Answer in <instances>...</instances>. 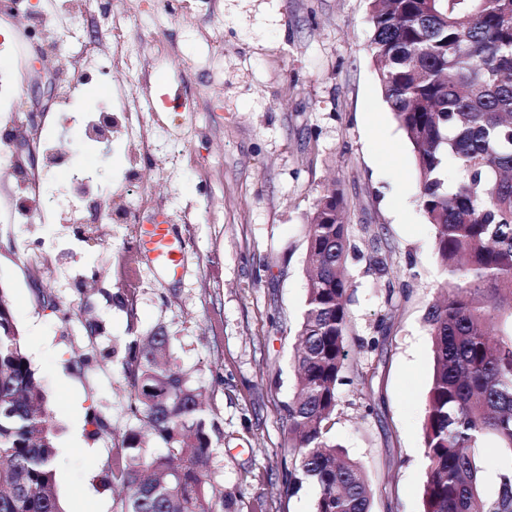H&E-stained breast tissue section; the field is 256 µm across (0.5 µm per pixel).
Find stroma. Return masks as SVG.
Returning <instances> with one entry per match:
<instances>
[{
  "mask_svg": "<svg viewBox=\"0 0 512 512\" xmlns=\"http://www.w3.org/2000/svg\"><path fill=\"white\" fill-rule=\"evenodd\" d=\"M46 0H21L43 35L20 34L0 71L46 149L0 169V286L43 386L66 512H118L112 455L138 422L124 373L134 339L163 331L171 361L202 394L208 473L234 512H313L318 487L288 493L285 405L307 289V224L336 188L356 246L349 355L330 437L358 461L372 512H424L425 421L434 369L428 310L445 276L417 200L409 142L369 52L368 0H104L83 10L85 43L63 41ZM119 19L145 78L144 137L128 135L122 70L84 84L72 62ZM224 47L222 55L213 43ZM110 114L104 141L90 116ZM84 171L89 185L73 183ZM27 204L32 219L19 218ZM168 218L179 277L139 251ZM382 259L378 276L373 258Z\"/></svg>",
  "mask_w": 512,
  "mask_h": 512,
  "instance_id": "1",
  "label": "stroma"
}]
</instances>
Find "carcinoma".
<instances>
[{
    "mask_svg": "<svg viewBox=\"0 0 512 512\" xmlns=\"http://www.w3.org/2000/svg\"><path fill=\"white\" fill-rule=\"evenodd\" d=\"M369 50L418 171L417 202L435 230L448 296L428 313L435 367L425 425V512H512V468L483 497L487 438L512 452V0H369ZM343 197L310 217V278L295 355L299 393L285 406L294 493L319 487L313 512H371L362 466L329 440L347 358L351 249ZM160 331L129 347L130 411L162 443L149 456L127 433L108 483L120 512H223L199 393L161 363ZM45 393L0 285V512H64Z\"/></svg>",
    "mask_w": 512,
    "mask_h": 512,
    "instance_id": "cac0c4a2",
    "label": "carcinoma"
}]
</instances>
